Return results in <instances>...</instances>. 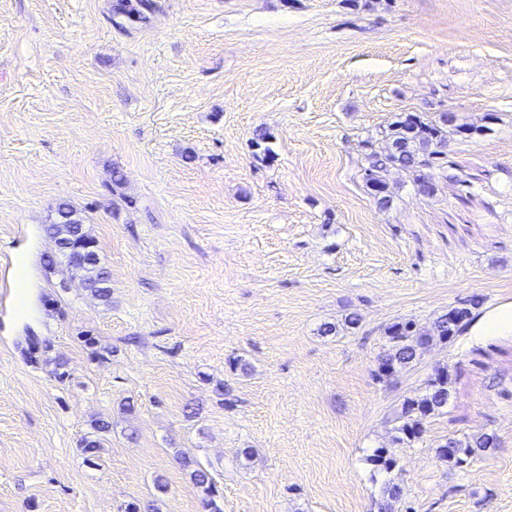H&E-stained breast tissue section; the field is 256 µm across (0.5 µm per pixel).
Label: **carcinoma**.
<instances>
[{
  "label": "carcinoma",
  "instance_id": "1",
  "mask_svg": "<svg viewBox=\"0 0 512 512\" xmlns=\"http://www.w3.org/2000/svg\"><path fill=\"white\" fill-rule=\"evenodd\" d=\"M486 130V126L459 124L456 117L448 112L434 117L412 112L398 114L380 131L385 145L377 147L372 140L365 141L362 178L366 188L378 205H389L392 191L386 175L389 170L397 168L408 174L420 194L432 197L437 186L429 168L440 159V147L452 137L467 138ZM43 232L55 243L56 253L48 256V263L61 268L64 275L62 284L68 285L76 280L93 299L105 305L112 302L111 274L101 263V258L90 256L96 251L95 240L77 212L67 204L58 205L56 221L44 225ZM472 319L471 308L462 303L434 317L426 326L410 319L391 323L386 330L382 352L377 356L373 378L378 382L389 380L412 366L425 347L448 343ZM450 384L448 369L439 367L417 392L403 400L392 419L393 444L411 448L422 439L424 424L448 408ZM109 432L108 421H93L91 431L81 442L86 462L95 463L102 441ZM496 444L497 437L493 433L464 439L454 437L438 445L436 455L440 461L461 468L469 465L478 453ZM181 461L184 466L191 468V480L201 490L204 512H223L210 472L202 467H192L191 459L186 456L181 457ZM366 461L372 466L373 480L381 474L391 473L398 463L389 448L384 446L373 449ZM400 498L401 488L390 479L384 481L378 512H394V504Z\"/></svg>",
  "mask_w": 512,
  "mask_h": 512
}]
</instances>
